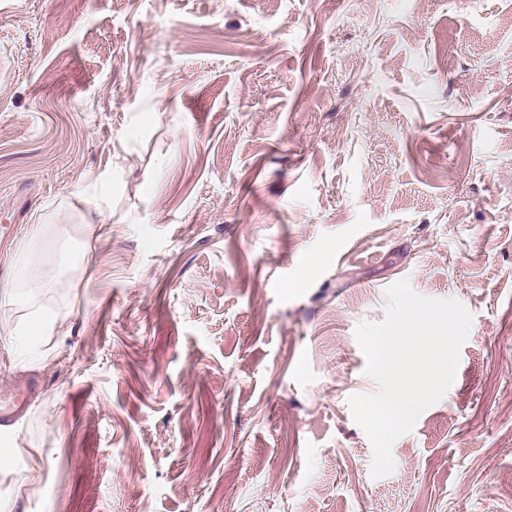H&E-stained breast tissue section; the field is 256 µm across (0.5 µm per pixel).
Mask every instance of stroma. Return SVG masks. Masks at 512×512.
Masks as SVG:
<instances>
[{"label": "stroma", "mask_w": 512, "mask_h": 512, "mask_svg": "<svg viewBox=\"0 0 512 512\" xmlns=\"http://www.w3.org/2000/svg\"><path fill=\"white\" fill-rule=\"evenodd\" d=\"M402 278L473 324L375 480ZM5 287L0 512H512V0H0ZM44 232L43 224H33L30 227L29 234L20 244L15 254V259L21 266L22 273L30 280L43 278L48 272L43 267H36L32 263L33 250L29 246V241L42 236ZM0 348L5 349L12 358L14 366L21 370L38 369L45 357L25 336V326L12 325L0 320Z\"/></svg>", "instance_id": "35a3bbf8"}]
</instances>
